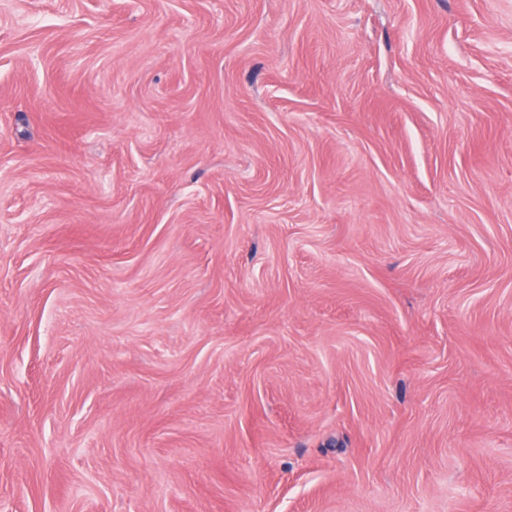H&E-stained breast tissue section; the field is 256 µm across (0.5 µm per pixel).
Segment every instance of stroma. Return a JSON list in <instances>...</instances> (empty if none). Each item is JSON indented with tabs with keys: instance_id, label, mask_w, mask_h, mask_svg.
<instances>
[{
	"instance_id": "1",
	"label": "stroma",
	"mask_w": 512,
	"mask_h": 512,
	"mask_svg": "<svg viewBox=\"0 0 512 512\" xmlns=\"http://www.w3.org/2000/svg\"><path fill=\"white\" fill-rule=\"evenodd\" d=\"M0 512H512V0H0Z\"/></svg>"
}]
</instances>
